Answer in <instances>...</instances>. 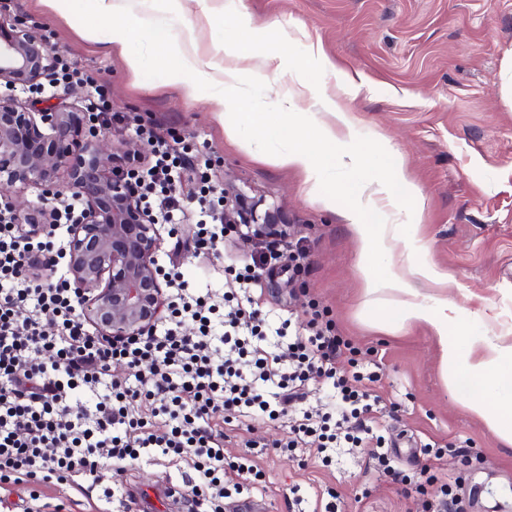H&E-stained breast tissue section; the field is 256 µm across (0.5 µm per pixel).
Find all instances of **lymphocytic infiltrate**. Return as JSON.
<instances>
[{"mask_svg": "<svg viewBox=\"0 0 512 512\" xmlns=\"http://www.w3.org/2000/svg\"><path fill=\"white\" fill-rule=\"evenodd\" d=\"M156 138L146 168L131 172L139 198L157 223L179 215L173 171L189 166ZM199 230L193 249L218 254L224 213L208 191L198 197ZM63 242L22 236L0 204V485L53 483L75 491L111 481L113 497L128 490L127 463L171 456L191 474L185 498L193 512H224L225 501L266 484L250 455L224 453L226 425L243 420H287L276 452L330 464L340 448L368 468L412 483L421 512H462V478L445 472L448 451L425 445L427 462L416 481L394 466L381 433L377 377L361 365L341 368L352 348L325 334L316 319L304 331L291 319L254 307L265 281L294 279L306 257L300 244L260 253L231 269L228 288H203L185 279L176 261L163 266L173 288L169 314L146 336L109 342L89 332L66 277L22 276L23 264L50 254L62 259ZM193 333H185V326ZM323 404L307 408L311 391ZM84 396L87 404L72 409Z\"/></svg>", "mask_w": 512, "mask_h": 512, "instance_id": "obj_1", "label": "lymphocytic infiltrate"}]
</instances>
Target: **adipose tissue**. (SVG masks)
<instances>
[{"instance_id":"ef3b65f1","label":"adipose tissue","mask_w":512,"mask_h":512,"mask_svg":"<svg viewBox=\"0 0 512 512\" xmlns=\"http://www.w3.org/2000/svg\"><path fill=\"white\" fill-rule=\"evenodd\" d=\"M181 65L170 73L172 83H180L183 69L196 72L199 81L224 88L216 104L222 110L224 137L254 160L281 168L300 171L310 190H317L322 175L334 166L340 151L350 144L355 118L342 103L325 100L303 80L292 83L278 96V107L287 122L283 138L288 144L276 152L264 148L268 140L266 114L260 101L251 100L242 87L244 73L261 69L248 49L225 50L223 60L202 55L197 47L186 44L181 50ZM319 114L320 136L313 146H306L299 126L303 114ZM384 207L403 211L405 199L389 184H382L365 203L353 205L348 219L360 243L367 265L362 273L366 283V304L377 312L376 326L392 332L395 325L409 321L428 324L441 350V370L449 390H456L460 379L472 387L465 396L469 412L485 423L500 441L512 447V343L502 336H471L455 323L454 306L444 296H427L414 288L410 279L422 275L433 279L430 271L403 267L396 252V227L373 233L366 217ZM392 266L385 278L374 272L378 263Z\"/></svg>"}]
</instances>
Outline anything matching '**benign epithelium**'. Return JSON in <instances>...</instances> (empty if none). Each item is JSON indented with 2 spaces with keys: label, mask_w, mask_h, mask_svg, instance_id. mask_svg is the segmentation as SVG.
Returning a JSON list of instances; mask_svg holds the SVG:
<instances>
[{
  "label": "benign epithelium",
  "mask_w": 512,
  "mask_h": 512,
  "mask_svg": "<svg viewBox=\"0 0 512 512\" xmlns=\"http://www.w3.org/2000/svg\"><path fill=\"white\" fill-rule=\"evenodd\" d=\"M55 51L21 23L0 21V187L38 186L57 198L64 190L84 201L70 226L67 275L85 322L109 341L148 332L165 319L168 284L157 270L163 237L155 219L116 165L103 128L79 102L31 110L18 94L40 82ZM244 193L224 188V223L246 224L247 246L288 235L280 210L246 214ZM21 234L51 229L47 204L14 202Z\"/></svg>",
  "instance_id": "benign-epithelium-1"
}]
</instances>
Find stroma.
<instances>
[{
    "instance_id": "35a3bbf8",
    "label": "stroma",
    "mask_w": 512,
    "mask_h": 512,
    "mask_svg": "<svg viewBox=\"0 0 512 512\" xmlns=\"http://www.w3.org/2000/svg\"><path fill=\"white\" fill-rule=\"evenodd\" d=\"M182 3L179 12L167 0H154L151 11L164 25L160 33L102 23L93 0H82L70 19L38 0H13L10 15L92 73L113 111L138 116L176 148L208 158L216 188L233 184L249 202L278 207L302 238L309 266L298 301H290L275 280L266 286L261 308L290 304L300 322L317 309L351 343L360 363L377 375L378 394L396 404L381 424L399 471L420 469L424 444L467 442L470 465L451 456L447 468L477 488L469 512H512V447H504L448 390L429 326L413 322L386 334L374 329L364 305L361 258L344 217L352 200L337 194L336 185L391 183L396 171L348 163L317 192H308L298 171L253 160L225 141L213 103L218 87L198 82L190 72L181 84L168 82L180 62L178 48L188 39L204 53L229 39L262 54L263 28L275 25L283 53L246 81L264 103L269 125L276 126L277 93L299 77L293 61L310 42H320L331 67L308 79L352 111L358 149H393L404 157L415 194L401 216L399 250L413 265L444 275L457 321L470 335L512 336V101L506 96L512 89V0H208L212 17L204 25L196 18L195 0ZM228 3L246 25L231 38L224 29ZM118 39L140 55L138 71H130L114 50ZM339 69L350 83L338 82ZM250 252L228 240L215 256L182 252L180 264L186 277L219 288L224 267ZM285 435L284 423L260 421L246 431H229L224 441L233 455L244 452L249 440L264 445L259 463L267 487L254 497L263 512H288L290 488L311 483L335 488L340 512H416L415 495L366 471L362 460L341 457L327 469L314 463L301 469L287 455L270 451ZM185 469L165 457L128 466L124 481L132 498L123 512H188V503L173 491ZM363 484L370 496L359 504L354 495ZM34 494L43 512L113 510L98 488L64 495L52 485H10L0 489V502L12 510Z\"/></svg>"
}]
</instances>
